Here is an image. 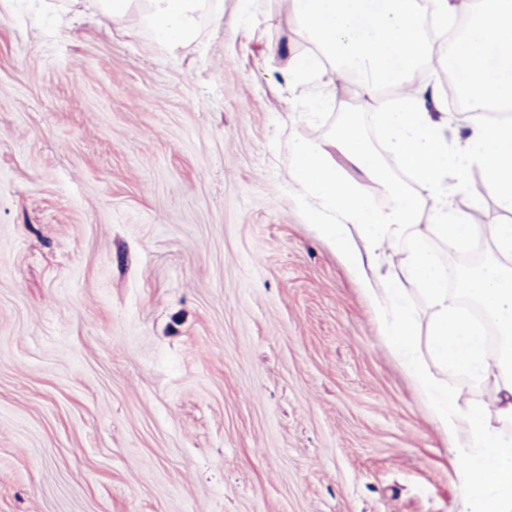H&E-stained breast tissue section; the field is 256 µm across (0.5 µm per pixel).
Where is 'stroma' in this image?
<instances>
[{"label": "stroma", "mask_w": 512, "mask_h": 512, "mask_svg": "<svg viewBox=\"0 0 512 512\" xmlns=\"http://www.w3.org/2000/svg\"><path fill=\"white\" fill-rule=\"evenodd\" d=\"M276 0L190 48L0 0V512H458L447 437L309 223Z\"/></svg>", "instance_id": "35a3bbf8"}]
</instances>
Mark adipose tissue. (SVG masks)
I'll return each instance as SVG.
<instances>
[{"mask_svg": "<svg viewBox=\"0 0 512 512\" xmlns=\"http://www.w3.org/2000/svg\"><path fill=\"white\" fill-rule=\"evenodd\" d=\"M309 44L290 56L283 71L293 98L318 113L336 92L360 76L365 107L405 174L383 167L360 123L349 120L333 137L316 143L288 142L292 178L314 199L309 221L361 278L381 315L395 353L426 397L439 428L459 462L465 489L459 512H512V438L495 421L512 422V224H486L478 209L457 207L448 187L452 176L483 173L472 197L491 191L498 207L512 212V120L483 122L465 147L450 151L427 112L423 67L451 62L470 111L512 109V0H473L472 24L451 45H442L456 0H277ZM205 0H101L116 23L148 22L171 48L189 46ZM339 150L359 176L392 199L378 209L371 194L353 191L331 156ZM421 193H412L408 180ZM449 251L491 245L492 257L458 272L460 292L449 291L430 247ZM407 241L399 251V241ZM400 253L388 275L374 267L380 256ZM421 292L432 311L426 328L407 313V290ZM461 376L472 384L493 381L489 399L470 400L443 382Z\"/></svg>", "mask_w": 512, "mask_h": 512, "instance_id": "ef3b65f1", "label": "adipose tissue"}]
</instances>
